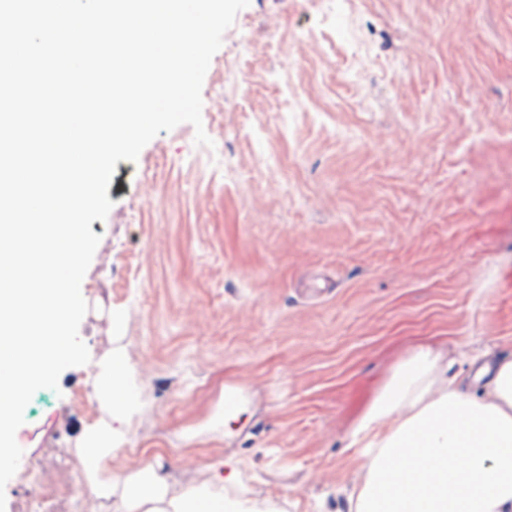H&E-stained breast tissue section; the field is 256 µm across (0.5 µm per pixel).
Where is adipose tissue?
<instances>
[{
	"label": "adipose tissue",
	"instance_id": "adipose-tissue-1",
	"mask_svg": "<svg viewBox=\"0 0 512 512\" xmlns=\"http://www.w3.org/2000/svg\"><path fill=\"white\" fill-rule=\"evenodd\" d=\"M455 365L444 350L415 347L357 415L347 434L358 467L346 512H512V355L479 366L469 381ZM94 368L97 400L124 417V354ZM113 442L112 428L96 427L79 448L86 485L105 512H269L225 501L235 461L207 487L170 480L155 465L116 476Z\"/></svg>",
	"mask_w": 512,
	"mask_h": 512
}]
</instances>
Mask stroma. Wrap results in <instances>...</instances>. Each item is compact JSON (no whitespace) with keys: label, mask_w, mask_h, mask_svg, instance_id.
Instances as JSON below:
<instances>
[{"label":"stroma","mask_w":512,"mask_h":512,"mask_svg":"<svg viewBox=\"0 0 512 512\" xmlns=\"http://www.w3.org/2000/svg\"><path fill=\"white\" fill-rule=\"evenodd\" d=\"M348 7L250 0L203 82L213 147L183 123L117 162L79 328L133 370L114 471L205 483L234 457L229 498L337 512L347 432L401 358L512 352V0ZM94 393L84 365L33 395L6 512L50 456L82 486Z\"/></svg>","instance_id":"obj_1"}]
</instances>
